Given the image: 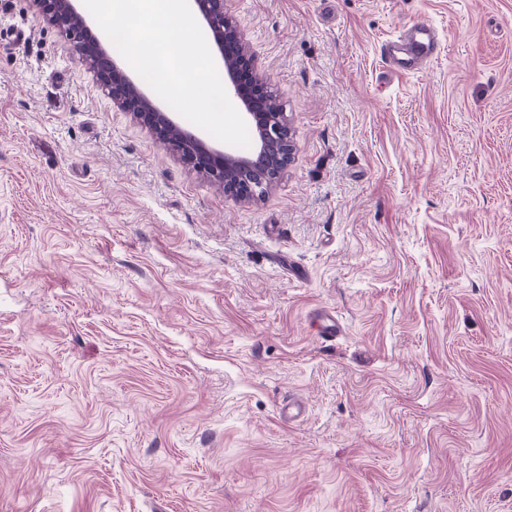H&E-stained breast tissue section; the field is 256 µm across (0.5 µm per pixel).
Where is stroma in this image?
Segmentation results:
<instances>
[{
    "mask_svg": "<svg viewBox=\"0 0 512 512\" xmlns=\"http://www.w3.org/2000/svg\"><path fill=\"white\" fill-rule=\"evenodd\" d=\"M225 8L296 144L248 203L0 0V512H512V0ZM380 54L389 71L412 73L438 59L440 42L436 28L424 21L415 22L400 35L384 41Z\"/></svg>",
    "mask_w": 512,
    "mask_h": 512,
    "instance_id": "stroma-1",
    "label": "stroma"
}]
</instances>
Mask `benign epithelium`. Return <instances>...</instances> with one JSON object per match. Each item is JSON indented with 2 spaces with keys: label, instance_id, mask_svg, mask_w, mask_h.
Listing matches in <instances>:
<instances>
[{
  "label": "benign epithelium",
  "instance_id": "benign-epithelium-1",
  "mask_svg": "<svg viewBox=\"0 0 512 512\" xmlns=\"http://www.w3.org/2000/svg\"><path fill=\"white\" fill-rule=\"evenodd\" d=\"M79 0H35L42 18L64 32L73 51L96 75L112 102L168 145L182 162L224 188L240 201L259 198L257 188H270L288 167L296 151L286 114L266 110L267 77L250 53L237 51L244 41L236 20L224 9V0H189L191 10L206 27L209 47L224 62L227 95L243 110L244 121L257 136L255 152L242 157L216 148L198 135L184 132L170 141L176 126L144 86L116 61L108 50V37L95 29L77 6Z\"/></svg>",
  "mask_w": 512,
  "mask_h": 512
}]
</instances>
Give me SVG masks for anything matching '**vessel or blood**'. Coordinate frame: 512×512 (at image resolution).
<instances>
[{
	"instance_id": "1",
	"label": "vessel or blood",
	"mask_w": 512,
	"mask_h": 512,
	"mask_svg": "<svg viewBox=\"0 0 512 512\" xmlns=\"http://www.w3.org/2000/svg\"><path fill=\"white\" fill-rule=\"evenodd\" d=\"M380 54L388 70L414 72L422 65L438 59L440 42L437 31L430 23H413L400 35L384 41Z\"/></svg>"
}]
</instances>
